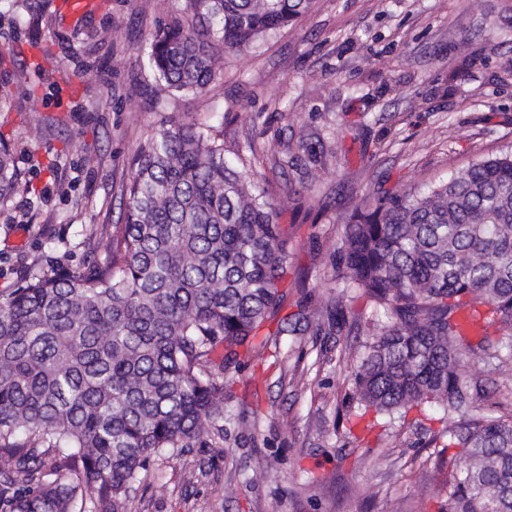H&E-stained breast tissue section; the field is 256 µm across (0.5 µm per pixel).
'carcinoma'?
I'll return each instance as SVG.
<instances>
[{"label": "carcinoma", "instance_id": "1", "mask_svg": "<svg viewBox=\"0 0 512 512\" xmlns=\"http://www.w3.org/2000/svg\"><path fill=\"white\" fill-rule=\"evenodd\" d=\"M313 0H184L148 59L163 90L205 96L226 51L252 47ZM0 144V200L19 182ZM124 223L89 225L81 268L29 272L0 298V512H128L154 456L224 444V378L281 315L288 228L224 140L162 123L135 152ZM349 301L329 333L371 341L345 417L404 420L437 406V512H512V413L487 411L468 358L512 360V149L420 192L359 201L340 246ZM480 323L471 344L458 314ZM222 350L216 357V350Z\"/></svg>", "mask_w": 512, "mask_h": 512}]
</instances>
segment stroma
I'll list each match as a JSON object with an SVG mask.
<instances>
[{"mask_svg": "<svg viewBox=\"0 0 512 512\" xmlns=\"http://www.w3.org/2000/svg\"><path fill=\"white\" fill-rule=\"evenodd\" d=\"M0 0V138L20 181L0 201V296L31 267L77 266L88 224L122 220L135 150L162 121L213 125L268 181L288 227L284 313H314L355 203L448 180L512 146V0H313L288 28L225 52L207 98L165 93L146 49L183 0ZM366 336L271 337L232 375L224 445L156 458L129 512H436L421 426L354 440L339 412ZM486 403L512 364L471 359Z\"/></svg>", "mask_w": 512, "mask_h": 512, "instance_id": "35a3bbf8", "label": "stroma"}]
</instances>
